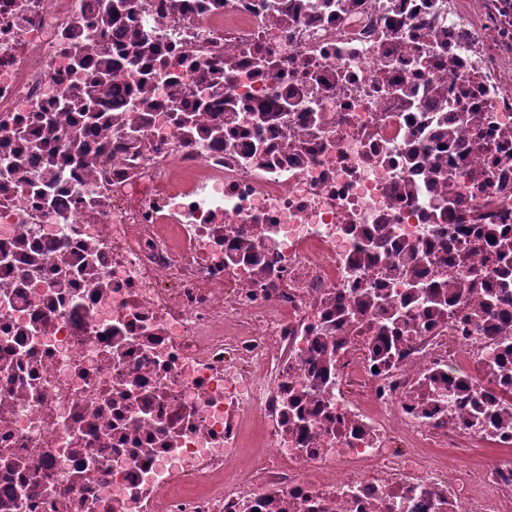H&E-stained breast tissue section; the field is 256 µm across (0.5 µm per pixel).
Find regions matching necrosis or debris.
Listing matches in <instances>:
<instances>
[{
	"label": "necrosis or debris",
	"instance_id": "1",
	"mask_svg": "<svg viewBox=\"0 0 512 512\" xmlns=\"http://www.w3.org/2000/svg\"><path fill=\"white\" fill-rule=\"evenodd\" d=\"M120 2L0 0V157L7 131L71 123ZM128 2L102 161L41 196L0 168V512H512V422L488 411L512 413V320L474 319L512 287L440 237L512 238V0ZM177 112L223 141L185 146ZM242 228L261 262L237 258ZM370 233L379 262L350 270ZM22 237L41 270L19 288ZM408 245L426 258L386 276ZM440 275L459 286L437 320ZM365 282L381 303L354 308ZM393 319L385 361L361 328ZM250 416L268 451L225 476Z\"/></svg>",
	"mask_w": 512,
	"mask_h": 512
}]
</instances>
